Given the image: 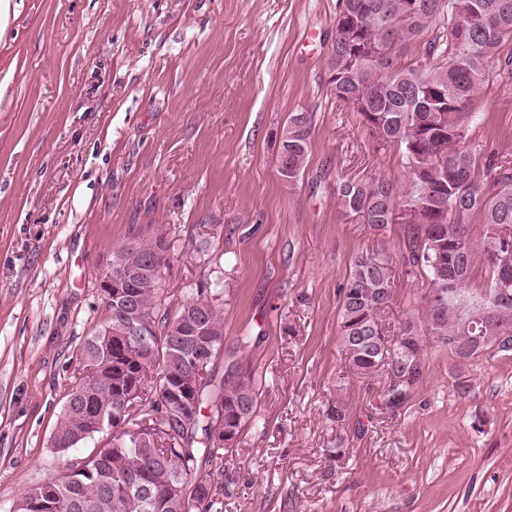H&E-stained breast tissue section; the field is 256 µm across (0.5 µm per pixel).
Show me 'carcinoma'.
<instances>
[{"mask_svg":"<svg viewBox=\"0 0 512 512\" xmlns=\"http://www.w3.org/2000/svg\"><path fill=\"white\" fill-rule=\"evenodd\" d=\"M345 0L336 14L326 65L336 102L359 113L380 150L402 154L404 180L378 177L338 183L342 205L374 230L393 223L395 210L411 216L404 239L408 272L427 282L424 315L404 318L394 332L382 327L396 298L389 264L361 256L340 288L339 341L354 371L371 376L383 359L397 380L380 406L399 407L409 396L428 348L460 360L478 353L472 328L485 324L482 299L505 286L482 348L512 349V237L490 232L512 225V159L473 144L470 111L494 79L512 89V0ZM411 20L402 21L409 4ZM417 59L408 50L427 32ZM278 136V170L294 186L312 148L308 112H292ZM500 173L497 190L488 173ZM481 215V242L472 217ZM112 251L142 274L112 282L131 295L127 307L105 306L106 318L81 343L67 383L51 446L66 452L103 434L104 442L54 479L22 493L13 512H223L224 490L214 468H224L242 432L257 418L255 372L237 360L218 375L224 353L223 303L206 288L174 303L168 299L165 233L131 229ZM490 271L477 296L468 286L477 261ZM196 376L193 408L169 391L176 379Z\"/></svg>","mask_w":512,"mask_h":512,"instance_id":"carcinoma-1","label":"carcinoma"}]
</instances>
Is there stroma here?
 Here are the masks:
<instances>
[{
	"instance_id": "35a3bbf8",
	"label": "stroma",
	"mask_w": 512,
	"mask_h": 512,
	"mask_svg": "<svg viewBox=\"0 0 512 512\" xmlns=\"http://www.w3.org/2000/svg\"><path fill=\"white\" fill-rule=\"evenodd\" d=\"M337 0H9L0 14V512L95 446L50 445L79 347L106 317L96 273L130 227L162 228L175 300L224 304L245 343L257 427L217 479L224 512H512V350L430 348L397 409L385 375L348 364L340 288L355 259L390 264L394 330L422 314L405 219L372 230L338 180L402 181L330 93ZM476 144L512 154V93L486 84ZM313 117L286 185L276 132ZM469 391L459 394L458 383ZM345 407L342 420L330 405ZM345 449L340 468L329 455Z\"/></svg>"
}]
</instances>
